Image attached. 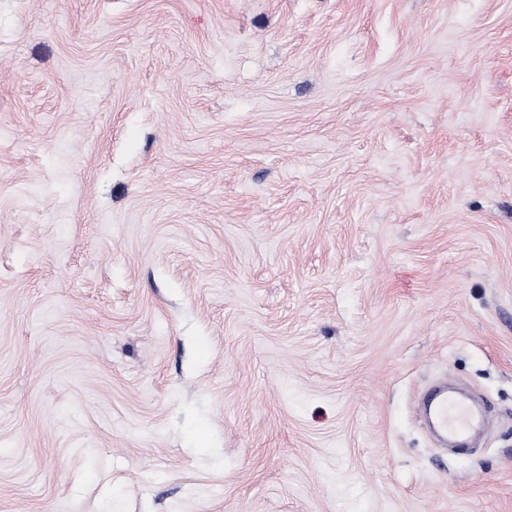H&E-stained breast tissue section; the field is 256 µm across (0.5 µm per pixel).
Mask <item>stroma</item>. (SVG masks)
I'll return each instance as SVG.
<instances>
[{
  "label": "stroma",
  "instance_id": "1",
  "mask_svg": "<svg viewBox=\"0 0 512 512\" xmlns=\"http://www.w3.org/2000/svg\"><path fill=\"white\" fill-rule=\"evenodd\" d=\"M0 512H512V0H0ZM451 403L448 404V392L446 389L433 391L426 400L425 412L429 415L431 426L440 433L460 441L467 432L479 429L483 426L480 417L466 414H458L456 419L448 423Z\"/></svg>",
  "mask_w": 512,
  "mask_h": 512
}]
</instances>
